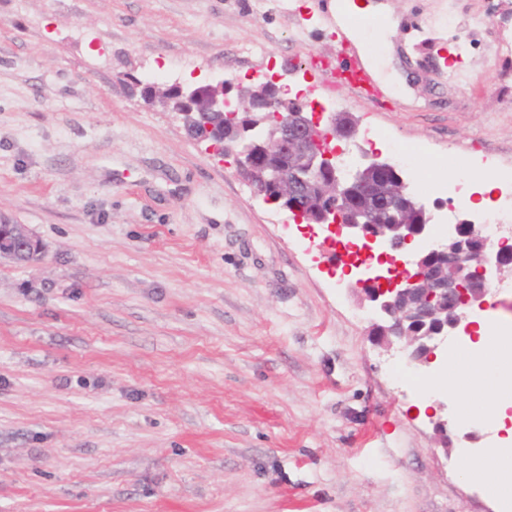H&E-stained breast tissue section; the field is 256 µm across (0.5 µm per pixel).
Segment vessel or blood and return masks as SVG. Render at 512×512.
I'll use <instances>...</instances> for the list:
<instances>
[{"instance_id":"vessel-or-blood-1","label":"vessel or blood","mask_w":512,"mask_h":512,"mask_svg":"<svg viewBox=\"0 0 512 512\" xmlns=\"http://www.w3.org/2000/svg\"><path fill=\"white\" fill-rule=\"evenodd\" d=\"M340 61L317 58L313 66L321 75L324 86L350 89L360 100L372 103L380 96L382 89L363 59L347 46H340Z\"/></svg>"}]
</instances>
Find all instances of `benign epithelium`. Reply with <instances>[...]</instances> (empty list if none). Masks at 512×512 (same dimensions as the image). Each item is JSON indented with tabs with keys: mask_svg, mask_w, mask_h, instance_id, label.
<instances>
[{
	"mask_svg": "<svg viewBox=\"0 0 512 512\" xmlns=\"http://www.w3.org/2000/svg\"><path fill=\"white\" fill-rule=\"evenodd\" d=\"M168 89L180 104L201 100L211 114L224 117L218 127L205 124L194 140L224 148L236 174L255 195L301 223L321 226L327 242H363L364 258L335 252L332 261L354 274L352 288L369 302V332L382 346L407 354L408 363L428 364L448 337L468 333V308L485 304L492 288L504 281V254L494 250L486 225L474 223L467 213L428 251L394 255L414 239L429 237L432 215L425 203L406 192L404 182L401 195L419 221L408 223L400 209L382 202L383 194L365 176L398 166L381 155L362 149L352 167H338L332 142L351 138L355 130L338 125L336 114L307 112L304 104L283 99L272 80L237 83L233 102L222 80L173 83ZM42 254V243L26 225L0 222L1 259L31 263ZM438 254L450 260L445 277L429 273L427 259Z\"/></svg>",
	"mask_w": 512,
	"mask_h": 512,
	"instance_id": "obj_1",
	"label": "benign epithelium"
}]
</instances>
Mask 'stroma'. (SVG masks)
Returning a JSON list of instances; mask_svg holds the SVG:
<instances>
[{
	"label": "stroma",
	"mask_w": 512,
	"mask_h": 512,
	"mask_svg": "<svg viewBox=\"0 0 512 512\" xmlns=\"http://www.w3.org/2000/svg\"><path fill=\"white\" fill-rule=\"evenodd\" d=\"M288 0H0V219L41 260H0V512H512L460 473L494 444L448 406L435 446L405 358L318 245L232 161L147 103L146 64L184 84L319 80L327 30ZM364 23L400 78L383 107L326 90L395 159L432 216L464 210L428 183L512 160V0H388ZM457 59L456 69L447 62Z\"/></svg>",
	"instance_id": "35a3bbf8"
}]
</instances>
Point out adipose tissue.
<instances>
[{"label": "adipose tissue", "instance_id": "adipose-tissue-1", "mask_svg": "<svg viewBox=\"0 0 512 512\" xmlns=\"http://www.w3.org/2000/svg\"><path fill=\"white\" fill-rule=\"evenodd\" d=\"M512 357V336L495 323L481 322L465 344L448 353V389L461 401L462 416H469L472 402L490 414L501 444H512V416L499 409L501 365ZM465 480L482 486L494 498L512 499V465L506 464L500 447L477 456L464 455Z\"/></svg>", "mask_w": 512, "mask_h": 512}]
</instances>
